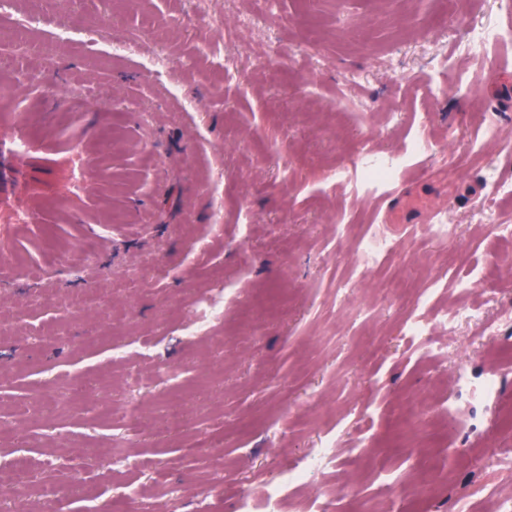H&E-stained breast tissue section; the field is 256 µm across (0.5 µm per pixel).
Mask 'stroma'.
<instances>
[{
	"instance_id": "stroma-1",
	"label": "stroma",
	"mask_w": 512,
	"mask_h": 512,
	"mask_svg": "<svg viewBox=\"0 0 512 512\" xmlns=\"http://www.w3.org/2000/svg\"><path fill=\"white\" fill-rule=\"evenodd\" d=\"M29 5L0 17V256L25 261L0 264V459L26 463L0 470V512H85L87 484L137 486L138 512H236L364 414L368 453L309 474L281 512H313L318 492L326 512H460L461 490L512 494V434L498 431L512 374H492L475 336L487 323L512 337V272L491 293L450 284L486 263L492 224L512 225V203L490 206L483 186L490 170L512 181V41L445 63L461 36L449 0L313 13L305 0H53L49 26L23 38ZM81 21L100 27L96 53L54 37ZM128 30L166 55L160 76L109 54ZM424 124L442 152L410 158L384 192L333 179L358 148L404 151ZM438 213L455 242L422 236ZM353 227L396 250L338 258ZM351 284L364 313L339 308ZM421 293L424 341L405 328ZM217 295L223 320L185 335ZM462 305L476 320L448 325ZM409 406L465 419L474 453L455 457L440 429L432 457L417 454ZM111 448L129 466L112 468ZM389 481L422 492L395 508Z\"/></svg>"
}]
</instances>
